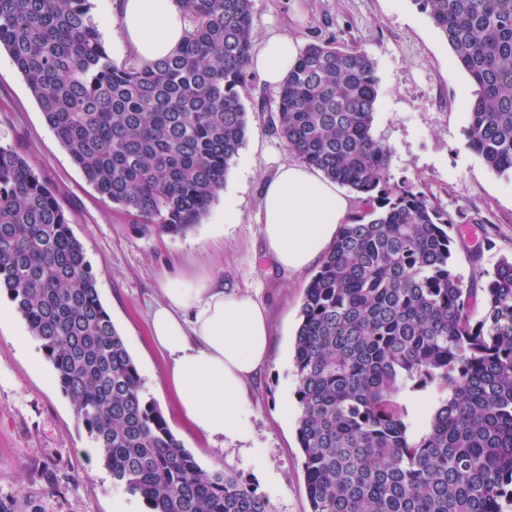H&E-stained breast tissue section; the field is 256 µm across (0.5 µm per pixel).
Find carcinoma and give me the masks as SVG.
Here are the masks:
<instances>
[{
    "label": "carcinoma",
    "instance_id": "1",
    "mask_svg": "<svg viewBox=\"0 0 512 512\" xmlns=\"http://www.w3.org/2000/svg\"><path fill=\"white\" fill-rule=\"evenodd\" d=\"M188 30L158 62L112 55L92 0H0V47L88 182L143 234L200 223L243 147L253 0H176ZM475 87L466 147L512 174V0H415ZM373 59L312 41L266 112L297 161L366 205L339 226L304 290L293 363L310 512H505L512 506V258L455 268L480 224L393 181L372 134ZM0 290L115 485L149 512H272L225 470L204 472L146 399L58 190L0 142ZM444 394L408 434L407 383Z\"/></svg>",
    "mask_w": 512,
    "mask_h": 512
}]
</instances>
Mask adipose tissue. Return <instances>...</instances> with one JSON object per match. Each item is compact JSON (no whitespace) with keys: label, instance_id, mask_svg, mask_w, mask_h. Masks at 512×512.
<instances>
[{"label":"adipose tissue","instance_id":"adipose-tissue-1","mask_svg":"<svg viewBox=\"0 0 512 512\" xmlns=\"http://www.w3.org/2000/svg\"><path fill=\"white\" fill-rule=\"evenodd\" d=\"M118 22L127 45L145 62L166 57L183 40L176 0H122ZM297 41L267 33L250 67L279 86L295 63ZM352 210L349 196L316 170L284 162L266 183L259 217L276 265L300 272L315 264ZM149 311L154 342L170 360L168 382L182 415L207 437L249 436L247 386L268 365L271 325L254 297L208 280H171Z\"/></svg>","mask_w":512,"mask_h":512}]
</instances>
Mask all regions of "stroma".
<instances>
[{"instance_id":"35a3bbf8","label":"stroma","mask_w":512,"mask_h":512,"mask_svg":"<svg viewBox=\"0 0 512 512\" xmlns=\"http://www.w3.org/2000/svg\"><path fill=\"white\" fill-rule=\"evenodd\" d=\"M270 30L299 44L336 40L376 63L378 100L372 133L392 150V173L439 207L474 216L454 245L458 272L493 269L512 256V178L493 173L465 146L473 86L439 30L415 0H254L252 33ZM245 106L277 91L250 74ZM0 141L24 153L59 191L96 275L99 297L133 357L143 389L171 431L205 472L230 469L269 499L273 512H310L296 432L294 339L312 271L284 274L268 255L257 222L264 182L289 154L252 111L243 148L224 188L199 224L179 235H144L90 185L47 124L22 74L0 48ZM234 215L225 218L224 205ZM493 247L474 254L483 238ZM211 277L225 289L257 294L267 307L272 350L249 386L251 435L221 442L195 430L166 384L168 362L154 346L151 307L170 279ZM440 392L399 394L412 436H421ZM74 406L58 388L52 365L18 313L0 320V512H119V502L144 512V501L112 481ZM258 449L260 466L249 465Z\"/></svg>"}]
</instances>
